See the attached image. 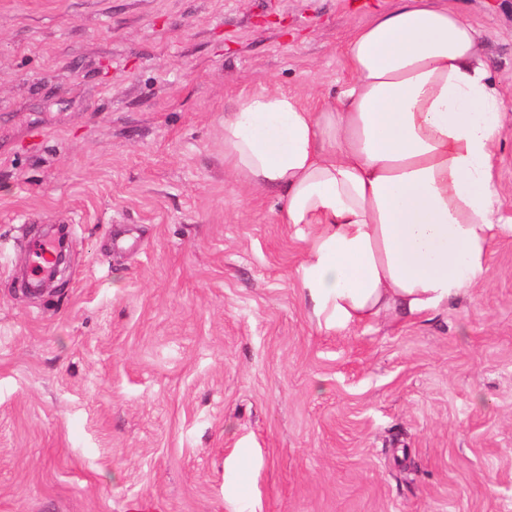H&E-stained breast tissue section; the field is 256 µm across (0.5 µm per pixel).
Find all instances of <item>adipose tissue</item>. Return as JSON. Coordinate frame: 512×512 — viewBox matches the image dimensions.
<instances>
[{"mask_svg":"<svg viewBox=\"0 0 512 512\" xmlns=\"http://www.w3.org/2000/svg\"><path fill=\"white\" fill-rule=\"evenodd\" d=\"M353 73L312 109L277 91L224 115V162L280 190L318 328L420 316L491 275L512 236L493 178L503 103L480 35L442 0H396L346 47Z\"/></svg>","mask_w":512,"mask_h":512,"instance_id":"1","label":"adipose tissue"}]
</instances>
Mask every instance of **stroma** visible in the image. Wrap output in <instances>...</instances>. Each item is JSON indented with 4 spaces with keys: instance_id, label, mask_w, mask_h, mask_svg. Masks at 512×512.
Wrapping results in <instances>:
<instances>
[{
    "instance_id": "obj_1",
    "label": "stroma",
    "mask_w": 512,
    "mask_h": 512,
    "mask_svg": "<svg viewBox=\"0 0 512 512\" xmlns=\"http://www.w3.org/2000/svg\"><path fill=\"white\" fill-rule=\"evenodd\" d=\"M504 112L512 0H449ZM395 0H0V512H512V237L440 310L321 331L224 114L311 107ZM40 224L71 263L20 273ZM251 466L241 480V459Z\"/></svg>"
}]
</instances>
